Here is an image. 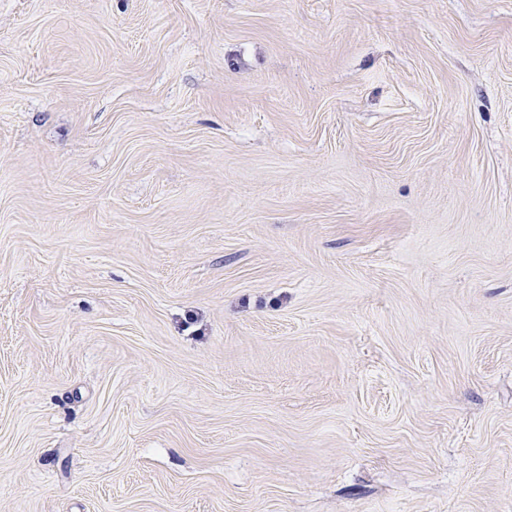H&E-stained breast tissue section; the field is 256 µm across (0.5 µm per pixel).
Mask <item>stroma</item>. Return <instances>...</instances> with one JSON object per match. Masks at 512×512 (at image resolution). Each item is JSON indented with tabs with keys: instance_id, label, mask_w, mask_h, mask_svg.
<instances>
[{
	"instance_id": "stroma-1",
	"label": "stroma",
	"mask_w": 512,
	"mask_h": 512,
	"mask_svg": "<svg viewBox=\"0 0 512 512\" xmlns=\"http://www.w3.org/2000/svg\"><path fill=\"white\" fill-rule=\"evenodd\" d=\"M0 512H512V0H0Z\"/></svg>"
}]
</instances>
